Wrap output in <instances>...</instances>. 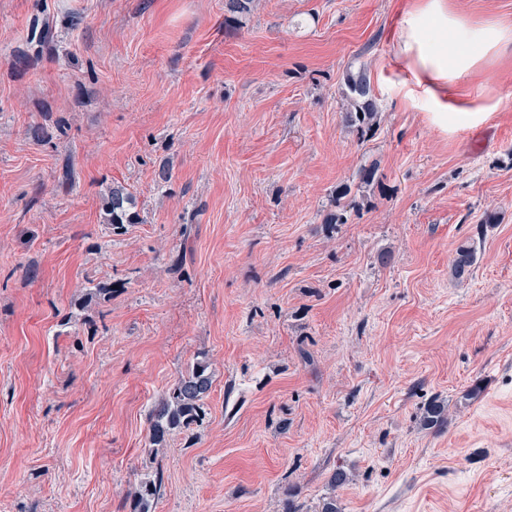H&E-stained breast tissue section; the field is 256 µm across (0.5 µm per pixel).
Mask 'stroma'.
<instances>
[{"instance_id":"1","label":"stroma","mask_w":512,"mask_h":512,"mask_svg":"<svg viewBox=\"0 0 512 512\" xmlns=\"http://www.w3.org/2000/svg\"><path fill=\"white\" fill-rule=\"evenodd\" d=\"M449 2L512 27V0ZM403 3L0 0V512H128L147 478L153 512H512V52L449 86L474 118L441 129ZM202 355L200 421L150 453ZM343 84L342 95L350 106L346 113L347 120L363 138L372 131L378 112L370 76L365 68L349 70ZM135 202L131 193L123 185L114 184L103 198L104 222L111 233L120 234L125 224H135L138 214L133 211Z\"/></svg>"}]
</instances>
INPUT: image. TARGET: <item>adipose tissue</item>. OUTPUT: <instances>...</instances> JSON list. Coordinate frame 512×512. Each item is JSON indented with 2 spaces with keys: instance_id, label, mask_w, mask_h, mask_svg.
<instances>
[{
  "instance_id": "adipose-tissue-1",
  "label": "adipose tissue",
  "mask_w": 512,
  "mask_h": 512,
  "mask_svg": "<svg viewBox=\"0 0 512 512\" xmlns=\"http://www.w3.org/2000/svg\"><path fill=\"white\" fill-rule=\"evenodd\" d=\"M511 44V29L469 22L448 0H411L401 13L396 50L419 81L444 89Z\"/></svg>"
}]
</instances>
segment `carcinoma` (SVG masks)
<instances>
[{
    "label": "carcinoma",
    "mask_w": 512,
    "mask_h": 512,
    "mask_svg": "<svg viewBox=\"0 0 512 512\" xmlns=\"http://www.w3.org/2000/svg\"><path fill=\"white\" fill-rule=\"evenodd\" d=\"M342 95L349 105L346 113L349 125L355 128L360 137L372 131L377 119L378 106L371 79L366 69L348 71L344 77ZM131 193L119 184L110 187L103 198L104 222L114 234L125 230V225L135 224L137 212ZM473 264V252L460 249L454 265L458 277H463ZM212 385L209 363L203 359L196 361L181 374L164 395L149 411V444L157 451L164 447L173 434L189 429L200 420L204 399ZM424 425H441L446 421L445 407L433 403L425 410ZM160 485L145 479L130 494V512H152L158 497Z\"/></svg>",
    "instance_id": "carcinoma-1"
}]
</instances>
